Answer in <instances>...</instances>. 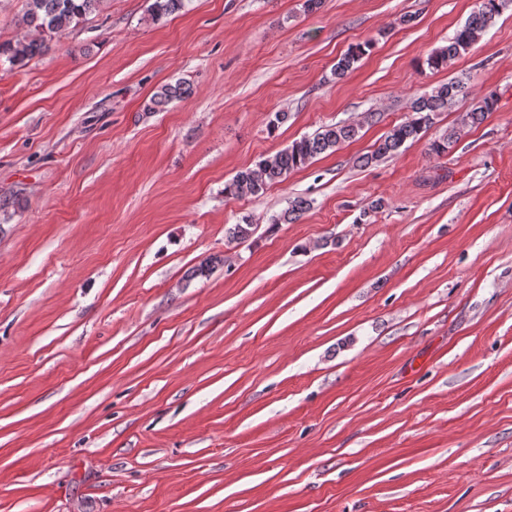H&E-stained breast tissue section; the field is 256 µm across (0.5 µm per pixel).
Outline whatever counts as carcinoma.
<instances>
[{
	"instance_id": "1",
	"label": "carcinoma",
	"mask_w": 512,
	"mask_h": 512,
	"mask_svg": "<svg viewBox=\"0 0 512 512\" xmlns=\"http://www.w3.org/2000/svg\"><path fill=\"white\" fill-rule=\"evenodd\" d=\"M504 2L479 0L477 11L455 32L448 44L429 54L426 59L428 67L433 70L445 69L451 61L466 53L496 23ZM101 3L103 0H26L20 22L27 30L40 34L41 38L0 45V64L7 63L12 68L44 54L47 45L43 35L77 27L88 15L99 11ZM184 7L185 0H153L149 9L150 17L156 21ZM371 46L372 41L368 40L343 53L333 66L332 77L337 80L344 78ZM188 94L189 89L179 81L164 84L151 97L148 111H161L170 102ZM467 95L466 86L457 80L439 84L417 96L411 103L410 117L390 129L371 153L359 159V163L368 167L396 154L406 142L420 140L435 124L438 115L448 109V104ZM497 104L498 95L494 91L474 97L469 110L460 114L442 136L429 143V152L436 156L448 153V149L459 140L463 129L485 121L496 111ZM360 129L359 124L347 122L323 126L315 133L293 141L287 148L263 158L255 167L238 171L224 184V195L232 199L260 196L270 185L287 180L290 173L308 166L317 156L334 152L341 144L355 139ZM308 208V200L302 197L293 200L287 209L272 218L271 228L297 222ZM253 233L254 225L246 218L243 223L228 228V237L235 241H246Z\"/></svg>"
}]
</instances>
